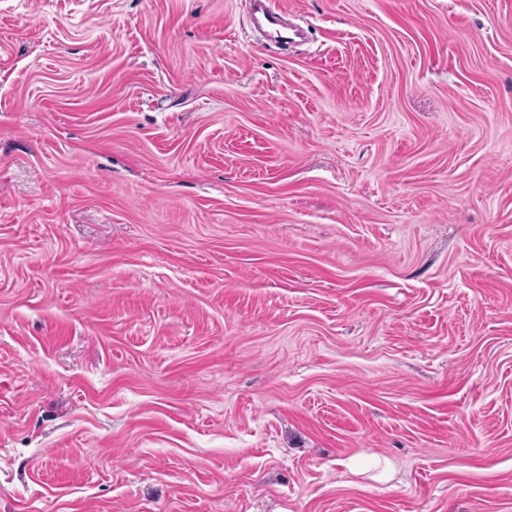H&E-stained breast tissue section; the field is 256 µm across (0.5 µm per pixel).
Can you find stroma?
Listing matches in <instances>:
<instances>
[{"mask_svg": "<svg viewBox=\"0 0 512 512\" xmlns=\"http://www.w3.org/2000/svg\"><path fill=\"white\" fill-rule=\"evenodd\" d=\"M273 2L0 0V512H512V0Z\"/></svg>", "mask_w": 512, "mask_h": 512, "instance_id": "1", "label": "stroma"}]
</instances>
